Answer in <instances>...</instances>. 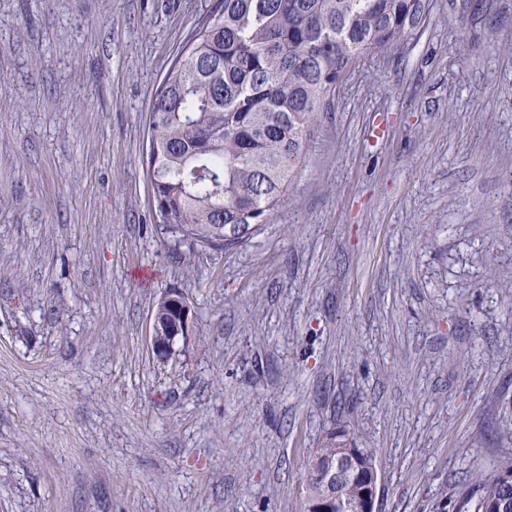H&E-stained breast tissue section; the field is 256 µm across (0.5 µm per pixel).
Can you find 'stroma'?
<instances>
[{
    "label": "stroma",
    "instance_id": "stroma-1",
    "mask_svg": "<svg viewBox=\"0 0 512 512\" xmlns=\"http://www.w3.org/2000/svg\"><path fill=\"white\" fill-rule=\"evenodd\" d=\"M214 0H0V512H298L359 435L379 512L512 467V0L357 64L226 250L156 223L147 119ZM172 288L192 334L166 361ZM168 311L161 314V321L169 320L166 335L158 331L157 312L159 309ZM192 314L188 301L181 290L170 289L157 303L153 311V334L151 336V350L157 360L165 361L170 356L173 345L177 339L186 340L191 332Z\"/></svg>",
    "mask_w": 512,
    "mask_h": 512
}]
</instances>
